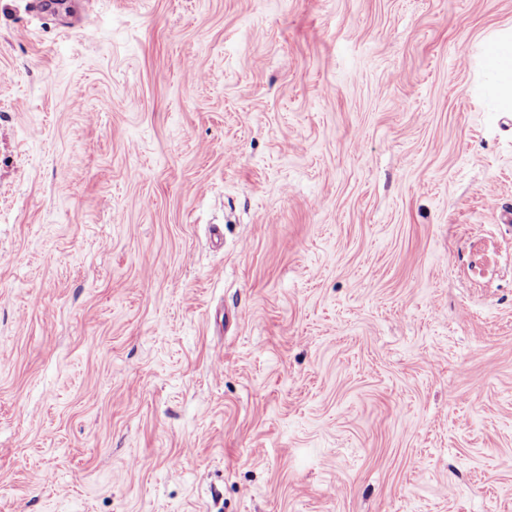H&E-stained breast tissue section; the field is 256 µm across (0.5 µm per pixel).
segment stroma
<instances>
[{
    "label": "stroma",
    "instance_id": "obj_1",
    "mask_svg": "<svg viewBox=\"0 0 512 512\" xmlns=\"http://www.w3.org/2000/svg\"><path fill=\"white\" fill-rule=\"evenodd\" d=\"M0 0V512H512V0ZM487 64L495 88L504 91V103L512 107V37L504 36L488 49Z\"/></svg>",
    "mask_w": 512,
    "mask_h": 512
}]
</instances>
